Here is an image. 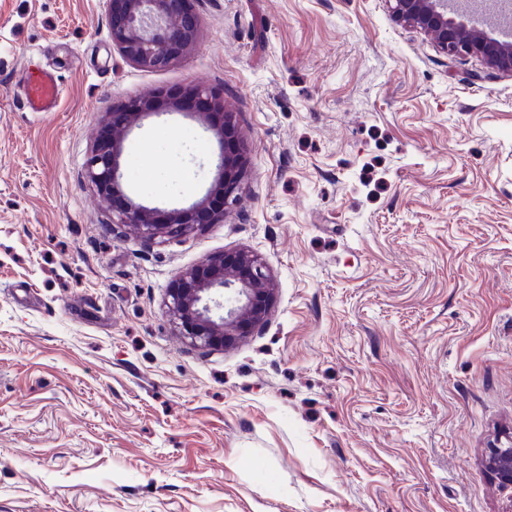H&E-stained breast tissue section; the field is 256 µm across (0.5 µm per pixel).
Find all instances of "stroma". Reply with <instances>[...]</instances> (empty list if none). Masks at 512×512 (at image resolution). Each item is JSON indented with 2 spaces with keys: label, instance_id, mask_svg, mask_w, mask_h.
I'll return each mask as SVG.
<instances>
[{
  "label": "stroma",
  "instance_id": "obj_1",
  "mask_svg": "<svg viewBox=\"0 0 512 512\" xmlns=\"http://www.w3.org/2000/svg\"><path fill=\"white\" fill-rule=\"evenodd\" d=\"M168 68L109 0H0V512H502L512 431V75L451 58L388 0H193ZM61 77L31 112L26 69ZM217 89L245 148L219 224L148 244L84 177L106 113ZM218 140L142 117L122 189L185 208ZM244 248L265 327L202 351L165 293ZM504 438V441L503 439ZM485 465L494 477L505 498V510L512 511V435L506 433L490 445L484 459Z\"/></svg>",
  "mask_w": 512,
  "mask_h": 512
}]
</instances>
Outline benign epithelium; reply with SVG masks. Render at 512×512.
Here are the masks:
<instances>
[{"label": "benign epithelium", "instance_id": "7a95c632", "mask_svg": "<svg viewBox=\"0 0 512 512\" xmlns=\"http://www.w3.org/2000/svg\"><path fill=\"white\" fill-rule=\"evenodd\" d=\"M112 42L131 62L149 69L170 65L196 40L201 20L191 0H110ZM397 22L430 35L451 57H476L486 67L512 75V42L500 41L481 29L448 15V0H391ZM197 105L202 125L222 145L218 178L192 206L170 212L148 208L127 197L119 183L126 131L141 117L161 110L155 97L136 100L119 112H108L103 124L112 135L99 139L85 163V178L110 205L112 224L122 226L146 243L178 237L206 224L224 220L212 199L232 203L240 190L244 155L233 115L223 111L211 89L193 87L171 108ZM278 294L276 280L261 257L246 249L209 257L179 273L166 290L170 321L186 341L200 349L233 346L264 326ZM512 512V435L490 445L484 459Z\"/></svg>", "mask_w": 512, "mask_h": 512}]
</instances>
